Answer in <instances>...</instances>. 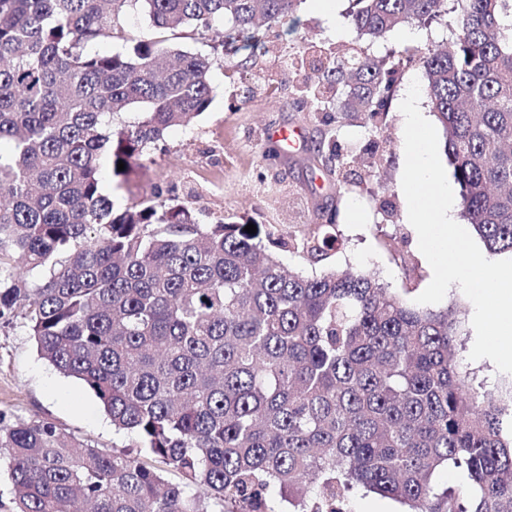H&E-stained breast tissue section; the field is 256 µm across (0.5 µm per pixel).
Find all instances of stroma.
Returning a JSON list of instances; mask_svg holds the SVG:
<instances>
[{
	"instance_id": "stroma-1",
	"label": "stroma",
	"mask_w": 512,
	"mask_h": 512,
	"mask_svg": "<svg viewBox=\"0 0 512 512\" xmlns=\"http://www.w3.org/2000/svg\"><path fill=\"white\" fill-rule=\"evenodd\" d=\"M314 0H302L292 20L274 25L266 47L253 63L224 58L211 76L209 109L188 126L168 130L144 160L128 169L121 187L113 188L115 208L157 190L191 205L200 223L234 214L256 224L274 225L288 235L308 233L317 214L334 211L335 238L329 262L355 271H373L407 301L428 286L432 270L420 252L408 221L399 164L403 126L399 106L420 70L406 71L389 108L385 137L374 138L364 119L338 117L335 107L317 108L305 92L313 74H299L305 40L332 49L359 42L373 58L393 48L438 45L452 36L445 22L417 27L402 24L381 37H358L349 23L348 0H337L335 18L316 12ZM295 127L304 132L300 150L286 151L270 130ZM377 139L380 177H362L346 185L338 171L322 164L321 146L335 145L347 154L354 142ZM443 306L457 309L463 368L474 383L488 389L512 386V374L492 361L469 360L475 336L473 305L449 289ZM0 410L8 420L48 419L82 441L99 448L130 444L116 434L99 400L84 385L58 373L40 358L21 317L0 322Z\"/></svg>"
}]
</instances>
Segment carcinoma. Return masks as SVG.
Here are the masks:
<instances>
[{"instance_id":"carcinoma-1","label":"carcinoma","mask_w":512,"mask_h":512,"mask_svg":"<svg viewBox=\"0 0 512 512\" xmlns=\"http://www.w3.org/2000/svg\"><path fill=\"white\" fill-rule=\"evenodd\" d=\"M298 2L0 0V320L21 313L41 357L134 438L108 451L0 411L16 512H347L359 491L404 512H512V388L470 383L455 308L415 307L371 273L288 270L276 250L328 258L320 223L249 234L175 197L116 212L102 191L207 111L218 54L256 52L257 20ZM137 6L150 38L121 23ZM450 13L444 49L307 43L301 65L322 75L307 93L379 134L399 77L422 70L462 216L512 252V0H352L349 17L377 37ZM177 31L211 51L173 48ZM112 40L124 51H92ZM448 468L465 483L440 487Z\"/></svg>"}]
</instances>
